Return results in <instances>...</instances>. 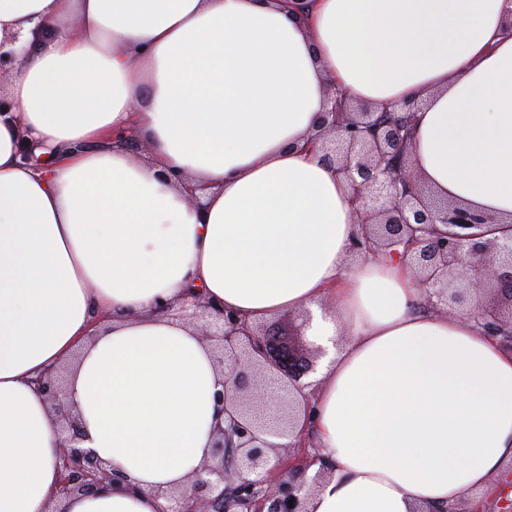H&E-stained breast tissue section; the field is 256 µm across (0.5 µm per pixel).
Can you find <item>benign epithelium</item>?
Returning a JSON list of instances; mask_svg holds the SVG:
<instances>
[{"label":"benign epithelium","mask_w":512,"mask_h":512,"mask_svg":"<svg viewBox=\"0 0 512 512\" xmlns=\"http://www.w3.org/2000/svg\"><path fill=\"white\" fill-rule=\"evenodd\" d=\"M418 108L407 103L388 112L337 95L319 118L315 139L355 205L360 232L352 248L407 258L440 314L460 313L467 296L483 333L512 346V234L485 235L481 227L493 218L437 198L413 174L408 145ZM472 266L482 275L470 276ZM492 290L498 302L487 305ZM180 317L213 346L226 372L214 395L212 459L194 473L188 491L159 492L169 502L165 512H307V471L319 466L317 487L327 467L307 432L296 429L295 393L308 387L304 379L326 350L300 343L276 322L251 324L201 294ZM35 385L56 415L60 493L112 490L122 477L80 447L79 415L63 399L61 373L49 370Z\"/></svg>","instance_id":"1"}]
</instances>
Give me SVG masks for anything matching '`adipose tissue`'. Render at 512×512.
<instances>
[{
	"mask_svg": "<svg viewBox=\"0 0 512 512\" xmlns=\"http://www.w3.org/2000/svg\"><path fill=\"white\" fill-rule=\"evenodd\" d=\"M13 34L0 512H165L188 487L223 380L173 313L196 292L251 322L306 311L327 348L316 396L298 395L331 465L309 512H435L512 462V352L424 311L407 262L355 255L350 193L310 145L331 90L418 101L421 180L512 223V0H0ZM131 127L152 162L113 143ZM63 365L83 447L125 476L110 493L58 494L34 379Z\"/></svg>",
	"mask_w": 512,
	"mask_h": 512,
	"instance_id": "obj_1",
	"label": "adipose tissue"
}]
</instances>
